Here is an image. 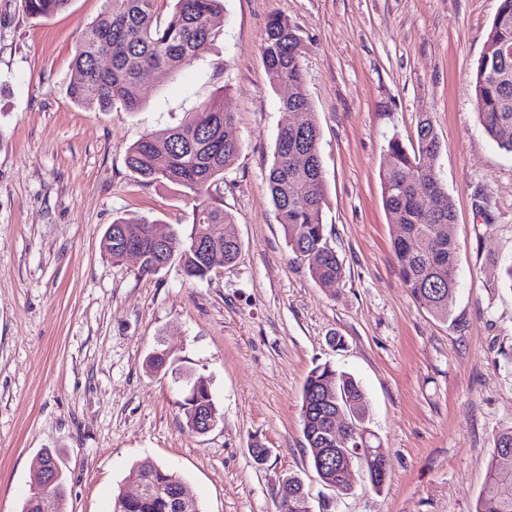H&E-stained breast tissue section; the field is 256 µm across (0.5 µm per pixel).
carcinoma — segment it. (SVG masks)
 Returning a JSON list of instances; mask_svg holds the SVG:
<instances>
[{"instance_id":"obj_1","label":"carcinoma","mask_w":512,"mask_h":512,"mask_svg":"<svg viewBox=\"0 0 512 512\" xmlns=\"http://www.w3.org/2000/svg\"><path fill=\"white\" fill-rule=\"evenodd\" d=\"M157 0H105L104 9L88 26L76 48L68 91L73 101L88 109L136 112L145 103L142 75L161 68L176 73L199 57L204 48L223 32V0H174L171 18L160 22ZM70 0H24L26 11L48 18L64 11ZM304 44L297 30L282 17L267 25L261 48L262 62L273 86L288 84V98L280 101L283 116L304 108L307 122L295 130L281 121L275 140L273 162L267 175L272 203L282 224L291 252L307 265L312 279L323 285L344 276V268L330 246L323 208L327 191L320 154V130L311 111L306 78L301 65ZM474 104L489 138L499 149L512 154V0H499L487 40L470 81ZM235 115L224 110L223 100L214 99L176 127L153 130L137 140L126 155L127 167L145 183H165L192 202V233L182 238L168 228L166 251H161L151 233L152 222L121 218L106 230L101 248L112 260L123 258L127 231L139 244L141 271L157 272L164 264L178 261L188 280H204L216 272L214 263L228 266L240 252L238 241L224 237V225L234 223L222 200L211 196V187L224 180L226 169L240 146L227 138L226 129ZM441 143L430 120L417 124L416 146L407 149L396 137L388 141L382 170V197L390 221L401 227L392 248L397 268L411 298L419 306L443 319L458 285L457 247L445 232L455 223L456 212L434 167L426 160L439 154ZM305 151L312 162L295 165L292 155ZM428 183L433 197L427 206L418 201L417 186ZM201 238L205 247H193ZM332 374L336 397L332 413L342 412L359 434H367V447L376 435L366 427L367 400L361 385L331 366L317 365L308 374L302 391L301 418L312 465L325 486L338 495L353 486L333 465L323 464V449L336 447L328 423L317 413L322 379ZM186 425L199 431V417L218 423L220 414L209 391H189L181 404ZM352 465L366 470L375 491L388 478L380 456L348 453ZM130 479L148 486H182V477L146 458L130 472ZM488 490L477 501L474 512H512V428L497 436L487 471ZM303 487L296 475L288 476V498L280 499L279 512H295L293 496ZM112 512H169L162 494L136 500L122 495L114 499Z\"/></svg>"}]
</instances>
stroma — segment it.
Masks as SVG:
<instances>
[{"label": "stroma", "mask_w": 512, "mask_h": 512, "mask_svg": "<svg viewBox=\"0 0 512 512\" xmlns=\"http://www.w3.org/2000/svg\"><path fill=\"white\" fill-rule=\"evenodd\" d=\"M102 6L70 0L36 19L0 0V512H22L45 452L65 472L67 512H112L146 458L178 472L200 512H277L291 474L312 512H473L494 440L512 428V288L496 277L512 259V154L486 135L470 94L498 0H224L223 33L178 73H145L147 103L133 113L89 110L67 92ZM275 16L304 40L323 222L344 267L332 285L288 248L267 190L289 93L262 63ZM217 96L240 145L212 190L234 217L237 261L201 282L175 263L145 273L134 257L112 261L100 242L116 218L191 233L190 205L136 179L126 152ZM423 115L456 204L445 319L405 287L382 198L387 143L414 144ZM159 350L171 369L149 367ZM325 363L366 394L382 491L358 469L352 494L336 495L310 463L302 390ZM186 373L222 415L204 434L180 408ZM255 443L268 450L260 464Z\"/></svg>", "instance_id": "stroma-1"}]
</instances>
